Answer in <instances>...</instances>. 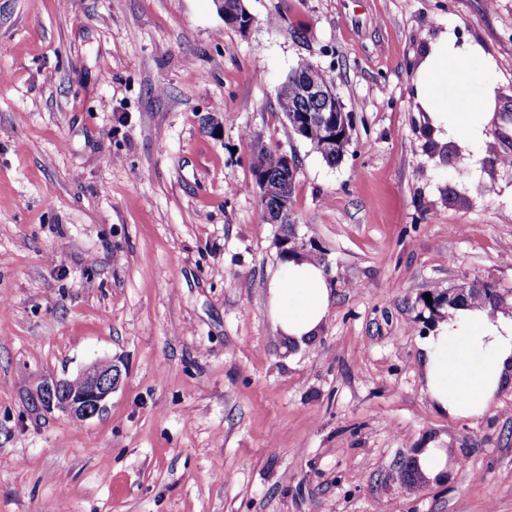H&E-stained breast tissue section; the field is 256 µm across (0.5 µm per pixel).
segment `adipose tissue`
Segmentation results:
<instances>
[{"mask_svg":"<svg viewBox=\"0 0 512 512\" xmlns=\"http://www.w3.org/2000/svg\"><path fill=\"white\" fill-rule=\"evenodd\" d=\"M493 61L477 46L441 34L425 54L413 94L436 135L479 141L496 102ZM480 89H473V79ZM333 290L321 264L290 256L268 284V313L290 341L317 336ZM426 387L435 410L455 418L485 416L499 391L512 384V315L459 307L439 321L421 346Z\"/></svg>","mask_w":512,"mask_h":512,"instance_id":"1","label":"adipose tissue"}]
</instances>
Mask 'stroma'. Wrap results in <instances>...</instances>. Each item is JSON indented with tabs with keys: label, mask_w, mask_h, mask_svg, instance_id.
<instances>
[{
	"label": "stroma",
	"mask_w": 512,
	"mask_h": 512,
	"mask_svg": "<svg viewBox=\"0 0 512 512\" xmlns=\"http://www.w3.org/2000/svg\"><path fill=\"white\" fill-rule=\"evenodd\" d=\"M0 0V512H512V388L437 412L426 295L512 313V0ZM495 64L483 140L433 134L413 81L447 29ZM309 63L354 115L336 164L277 106ZM225 115L208 129L205 117ZM294 154L291 229L249 155ZM333 299L299 346L267 311L285 240ZM109 358L84 422L41 378ZM451 476L391 481L415 449ZM229 1H238L237 4L234 3H224V0H215L219 12L223 15L224 21L229 22L240 32L247 31L253 21L252 15L248 12L247 8L244 5L243 0H229ZM241 14L244 16V21L242 22ZM418 462L426 476L435 482L448 480V454L442 448H418Z\"/></svg>",
	"instance_id": "obj_1"
}]
</instances>
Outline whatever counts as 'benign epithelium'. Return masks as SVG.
Instances as JSON below:
<instances>
[{
  "instance_id": "benign-epithelium-1",
  "label": "benign epithelium",
  "mask_w": 512,
  "mask_h": 512,
  "mask_svg": "<svg viewBox=\"0 0 512 512\" xmlns=\"http://www.w3.org/2000/svg\"><path fill=\"white\" fill-rule=\"evenodd\" d=\"M224 20L240 32L247 31L253 21L252 15L243 0L237 3H224L215 0ZM296 94L305 100L318 101L321 108L316 112H305L301 120L292 126L295 134L303 137L310 130H317L324 135V145L336 147V143L348 134L349 115L338 101L335 88L316 86L305 81L297 85L282 84L278 94ZM254 186L259 198L264 201L277 200L274 211L265 213L270 224L284 221L291 213L289 202L280 187L262 176L254 178ZM122 372L119 365L110 359L92 362L73 378H59L48 375L42 378L33 392L31 401L34 406L47 413L60 412L73 421L83 422L102 413L112 393L121 382Z\"/></svg>"
}]
</instances>
